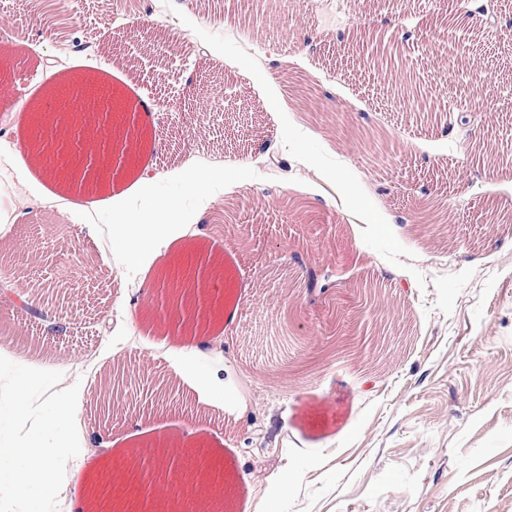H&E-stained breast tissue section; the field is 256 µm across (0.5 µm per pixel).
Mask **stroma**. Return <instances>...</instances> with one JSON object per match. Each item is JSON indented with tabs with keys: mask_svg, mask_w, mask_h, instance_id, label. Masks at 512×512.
<instances>
[{
	"mask_svg": "<svg viewBox=\"0 0 512 512\" xmlns=\"http://www.w3.org/2000/svg\"><path fill=\"white\" fill-rule=\"evenodd\" d=\"M146 2L72 0L68 31L95 49L60 62L34 0H0V356L84 393L79 479L56 512H88L106 467L171 438L222 457L223 512H512V0L468 19L456 0ZM359 28L410 33L398 80L364 65ZM87 67L146 104L144 150L75 195L8 152L26 134L19 102ZM215 85L220 110L202 111ZM217 181L221 224L203 205ZM157 199L176 207L174 249L223 272L220 315L185 326L195 349L178 355L159 346L169 255L112 234ZM311 269L337 292L301 291ZM365 279L382 286L372 310ZM118 362L165 378L173 401L99 420Z\"/></svg>",
	"mask_w": 512,
	"mask_h": 512,
	"instance_id": "obj_1",
	"label": "stroma"
}]
</instances>
